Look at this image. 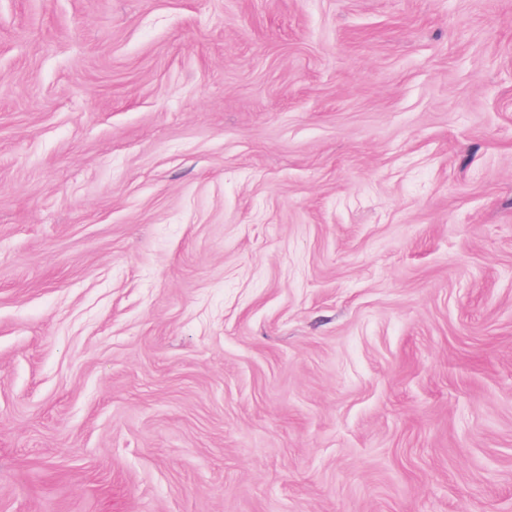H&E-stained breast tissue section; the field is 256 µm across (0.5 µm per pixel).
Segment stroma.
Masks as SVG:
<instances>
[{
  "label": "stroma",
  "mask_w": 512,
  "mask_h": 512,
  "mask_svg": "<svg viewBox=\"0 0 512 512\" xmlns=\"http://www.w3.org/2000/svg\"><path fill=\"white\" fill-rule=\"evenodd\" d=\"M0 512H512V0H0Z\"/></svg>",
  "instance_id": "35a3bbf8"
}]
</instances>
